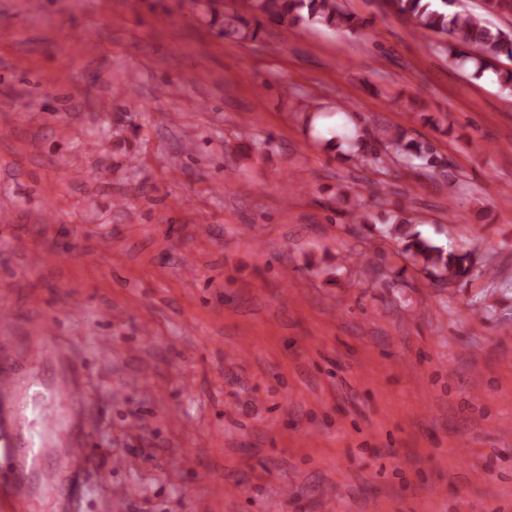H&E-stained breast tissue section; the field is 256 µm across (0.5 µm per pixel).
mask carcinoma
I'll return each instance as SVG.
<instances>
[{"label":"carcinoma","mask_w":512,"mask_h":512,"mask_svg":"<svg viewBox=\"0 0 512 512\" xmlns=\"http://www.w3.org/2000/svg\"><path fill=\"white\" fill-rule=\"evenodd\" d=\"M459 0H393L394 6L417 19L424 38L435 33L447 38L443 43L448 56L467 64L473 76L480 78L486 71L497 74L501 88L512 90V69H496L505 58L512 62V32L505 31L484 18L456 9ZM249 15L237 12L222 13L221 33L240 39L254 40L267 19L277 24H296L306 21L332 30L356 31L366 27V20L348 12L342 0H246ZM336 147L343 150L346 159L368 161L388 172L395 165L409 164L414 168L451 173L447 160L437 156L432 147L417 141L404 130L378 126L373 130H356L355 136L342 133L337 136ZM382 236L398 240L401 251L416 266L450 283L487 267L474 261V250L462 242L453 248L438 246L413 227L404 207L385 221Z\"/></svg>","instance_id":"cac0c4a2"}]
</instances>
